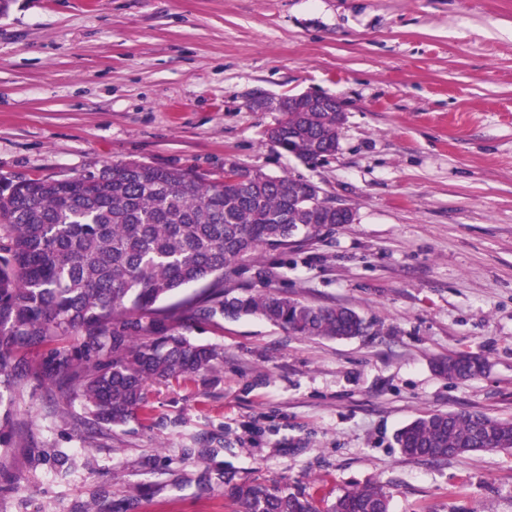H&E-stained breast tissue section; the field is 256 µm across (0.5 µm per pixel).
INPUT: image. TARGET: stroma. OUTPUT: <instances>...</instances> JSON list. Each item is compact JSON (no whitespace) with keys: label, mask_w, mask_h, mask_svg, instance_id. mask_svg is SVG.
Returning <instances> with one entry per match:
<instances>
[{"label":"stroma","mask_w":512,"mask_h":512,"mask_svg":"<svg viewBox=\"0 0 512 512\" xmlns=\"http://www.w3.org/2000/svg\"><path fill=\"white\" fill-rule=\"evenodd\" d=\"M317 91L346 109L340 150L278 153L256 93ZM205 178L232 164L317 184L353 208L225 287L342 305L351 339L258 316L187 337L215 373L151 386L126 424L80 437L66 386L0 404L24 430L0 448V512H241L251 480L322 503L370 484L390 512H512V449L427 460L396 432L427 413L512 419V0H13L0 15V178L104 162ZM481 357L451 382L435 365Z\"/></svg>","instance_id":"35a3bbf8"}]
</instances>
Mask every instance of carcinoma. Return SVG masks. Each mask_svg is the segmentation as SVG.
I'll use <instances>...</instances> for the list:
<instances>
[{
	"mask_svg": "<svg viewBox=\"0 0 512 512\" xmlns=\"http://www.w3.org/2000/svg\"><path fill=\"white\" fill-rule=\"evenodd\" d=\"M341 126L331 107L285 102L267 141L312 163L336 154ZM347 222L303 180L244 166L222 180L140 161L60 180L0 179V400L32 381H62L90 424L117 426L145 406L150 384L224 361L223 349L183 334L194 321L260 316L296 336L363 335L367 324L350 308L224 288V277L257 251ZM202 282L199 295L160 306ZM74 336L83 340L70 342ZM46 347L45 360L28 361L26 353ZM448 360L456 365L440 374L450 380L483 368L464 354ZM396 440L418 459L508 449L512 421L479 411L425 414ZM234 493L243 512H320L305 494L263 482ZM389 503L383 487L366 485L336 496L326 512H389Z\"/></svg>",
	"mask_w": 512,
	"mask_h": 512,
	"instance_id": "obj_1",
	"label": "carcinoma"
}]
</instances>
